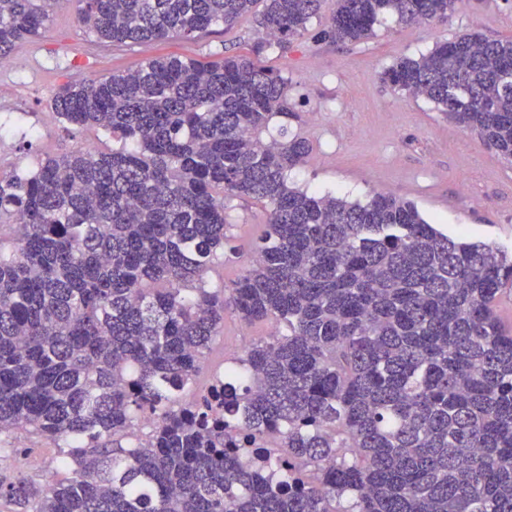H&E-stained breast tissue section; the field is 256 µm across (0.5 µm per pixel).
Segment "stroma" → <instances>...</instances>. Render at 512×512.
Segmentation results:
<instances>
[{
	"instance_id": "stroma-1",
	"label": "stroma",
	"mask_w": 512,
	"mask_h": 512,
	"mask_svg": "<svg viewBox=\"0 0 512 512\" xmlns=\"http://www.w3.org/2000/svg\"><path fill=\"white\" fill-rule=\"evenodd\" d=\"M80 8L79 0H67L40 37L17 46L12 69L0 72V87L9 89L0 96V173L32 170L43 155L80 146L111 148L110 134L65 128L51 112L50 97L64 82L127 71L169 54L215 60L227 51L246 53L262 35L249 14L190 39L114 46L85 32ZM322 26V20H312L287 55L263 60L287 78L300 115L292 128L311 145L305 162L289 172V185L360 203L372 192H388L414 203L449 235L493 244L511 256L512 163L475 132L449 122L432 102L395 91L380 74L396 58L419 57L436 41L463 32L512 39V0H461L444 24L406 26L388 17L371 39L355 45L320 40ZM226 206L234 244L248 247L267 220L264 207L238 198ZM269 330L225 312L224 331L207 357L201 383ZM23 442L26 473L42 484L51 480L55 449L34 435Z\"/></svg>"
}]
</instances>
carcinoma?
Wrapping results in <instances>:
<instances>
[{
    "label": "carcinoma",
    "instance_id": "cac0c4a2",
    "mask_svg": "<svg viewBox=\"0 0 512 512\" xmlns=\"http://www.w3.org/2000/svg\"><path fill=\"white\" fill-rule=\"evenodd\" d=\"M62 2L0 0V60ZM80 2L89 33L139 44L257 0ZM329 2L320 39L358 44L385 15L444 21L458 0H266L246 55L63 83L52 112L116 147L0 175V463L24 432L68 472L0 477L10 512H512V327L495 314L512 259L388 193L288 185L310 144L259 57L288 54ZM381 78L512 162L511 39L440 40ZM230 198L268 212L245 255ZM224 262L245 268L209 287ZM228 309L276 330L200 390Z\"/></svg>",
    "mask_w": 512,
    "mask_h": 512
}]
</instances>
